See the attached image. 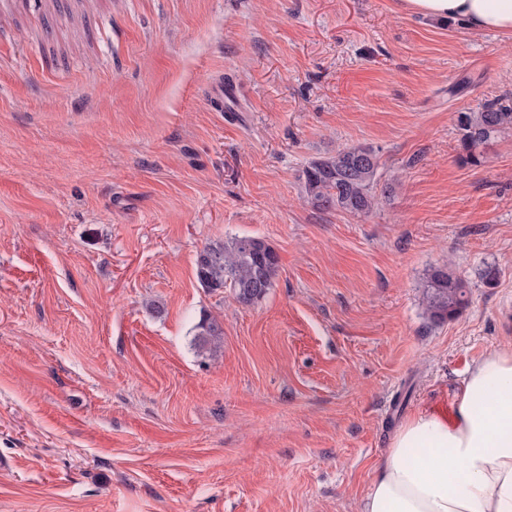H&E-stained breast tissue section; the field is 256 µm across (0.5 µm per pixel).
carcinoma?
<instances>
[{"label": "carcinoma", "mask_w": 512, "mask_h": 512, "mask_svg": "<svg viewBox=\"0 0 512 512\" xmlns=\"http://www.w3.org/2000/svg\"><path fill=\"white\" fill-rule=\"evenodd\" d=\"M461 158L477 164L482 149L506 130H512V98L501 96L486 101L476 112H461L457 118ZM379 159L366 146H351L336 154L310 162L301 179L311 203L323 210L353 215L369 213L376 203L375 188ZM279 257L275 249L257 237L232 238L208 244L196 258V275L210 291L228 288L242 304H255L273 287ZM466 280L436 267L428 275L423 294L425 313L435 322L455 318L469 304ZM194 342L199 351H210L221 342L224 330L215 319L204 318L196 325Z\"/></svg>", "instance_id": "obj_1"}]
</instances>
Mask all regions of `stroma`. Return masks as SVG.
<instances>
[{
    "label": "stroma",
    "mask_w": 512,
    "mask_h": 512,
    "mask_svg": "<svg viewBox=\"0 0 512 512\" xmlns=\"http://www.w3.org/2000/svg\"><path fill=\"white\" fill-rule=\"evenodd\" d=\"M503 95L512 39L397 0H0V512H359L512 342V130L458 159ZM357 145L374 209L314 207ZM231 237L279 256L250 306L196 277ZM443 266L470 303L434 322ZM461 158L480 163L482 150L499 134L512 130V98L501 96L486 101L477 112H462L457 118ZM379 159L366 146H351L311 161L301 179L311 203L323 210L353 215L369 213L376 203ZM196 329L198 330L194 337V342L199 352L210 351L216 348L221 342L224 330L215 319L203 318Z\"/></svg>",
    "instance_id": "stroma-1"
}]
</instances>
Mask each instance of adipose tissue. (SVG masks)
<instances>
[{
  "instance_id": "obj_1",
  "label": "adipose tissue",
  "mask_w": 512,
  "mask_h": 512,
  "mask_svg": "<svg viewBox=\"0 0 512 512\" xmlns=\"http://www.w3.org/2000/svg\"><path fill=\"white\" fill-rule=\"evenodd\" d=\"M403 10L512 38V0H400ZM360 512H512V345L474 362L451 415L394 432Z\"/></svg>"
}]
</instances>
